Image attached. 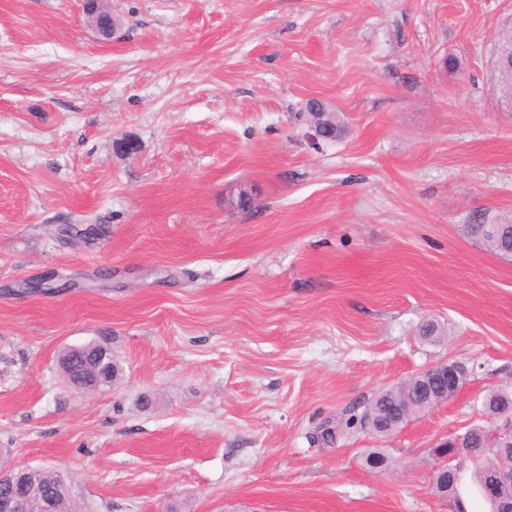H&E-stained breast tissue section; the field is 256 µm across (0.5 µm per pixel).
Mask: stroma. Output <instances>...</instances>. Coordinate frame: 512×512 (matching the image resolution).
<instances>
[{"label": "stroma", "instance_id": "1", "mask_svg": "<svg viewBox=\"0 0 512 512\" xmlns=\"http://www.w3.org/2000/svg\"><path fill=\"white\" fill-rule=\"evenodd\" d=\"M108 7L109 42L80 0H0V458L81 512H448L434 448L512 386V257L470 232L512 222V0ZM103 339L121 377L67 387ZM446 361L447 404L313 441ZM466 368L457 362H444L435 365L420 374L413 376L402 383L406 386L421 387L427 383L433 376H438L442 381H446L445 388L437 395L430 396L434 402L430 410L441 406L453 398L463 386L461 382L462 376L465 374Z\"/></svg>", "mask_w": 512, "mask_h": 512}]
</instances>
